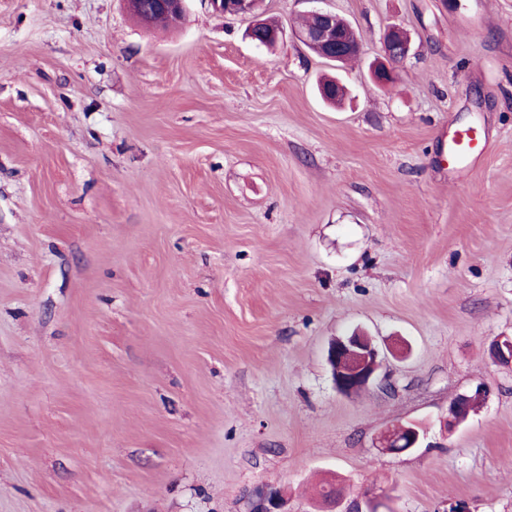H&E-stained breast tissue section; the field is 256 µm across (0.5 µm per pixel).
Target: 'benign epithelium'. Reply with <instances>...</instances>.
<instances>
[{
    "label": "benign epithelium",
    "mask_w": 512,
    "mask_h": 512,
    "mask_svg": "<svg viewBox=\"0 0 512 512\" xmlns=\"http://www.w3.org/2000/svg\"><path fill=\"white\" fill-rule=\"evenodd\" d=\"M216 10L230 15L246 16L254 12L256 0H212ZM316 23L296 31V39L317 56L332 62H344L360 52L362 36L343 17L334 11L316 9L309 12ZM263 23L254 22L248 36L266 47L276 45L281 31L262 32ZM383 58L371 67L375 82L387 85L395 78L394 65L403 61L410 52V40L400 30L390 28L382 37ZM327 362L331 367L336 391L343 395H355L370 386L378 376L382 365L381 351L374 340L359 330L336 338L328 347ZM473 397L458 395L449 404L445 427L454 428L467 420L471 413ZM420 431L410 425L397 424L386 429L379 438V448L386 454L399 455L420 447ZM389 495L385 492L370 493L351 503L344 488H339L325 500L326 512H393L388 507ZM283 492L266 485L258 489L251 501V512H288Z\"/></svg>",
    "instance_id": "benign-epithelium-1"
}]
</instances>
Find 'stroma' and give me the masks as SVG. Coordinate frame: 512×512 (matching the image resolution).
I'll list each match as a JSON object with an SVG mask.
<instances>
[{"instance_id":"35a3bbf8","label":"stroma","mask_w":512,"mask_h":512,"mask_svg":"<svg viewBox=\"0 0 512 512\" xmlns=\"http://www.w3.org/2000/svg\"><path fill=\"white\" fill-rule=\"evenodd\" d=\"M259 2L272 50L209 0L177 29L0 0V512H248L265 484L317 512L333 475L512 512V0H322L362 36L340 65L293 35L311 0ZM357 327L410 353L345 396L324 354ZM397 422L423 447L382 453ZM383 58L371 67V74L375 82L387 85L395 78L394 65L403 61L410 52V40L400 30L390 28L382 37ZM482 150L481 138L473 128L455 130L448 142V154L453 164L469 161ZM472 401L473 397L471 395H458L452 399L448 407V418L445 421V427L447 429H452L467 420L472 411ZM472 408L476 410V402L473 404Z\"/></svg>"}]
</instances>
